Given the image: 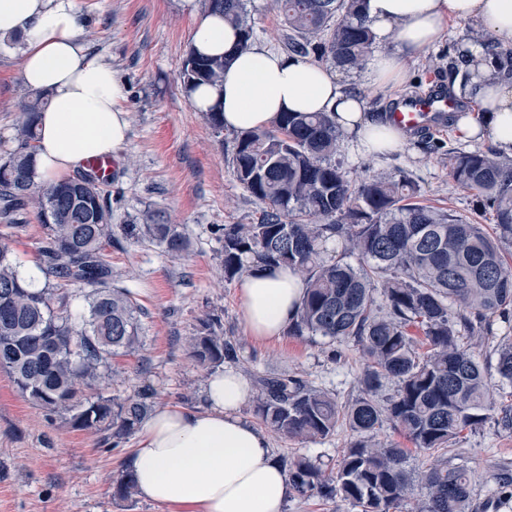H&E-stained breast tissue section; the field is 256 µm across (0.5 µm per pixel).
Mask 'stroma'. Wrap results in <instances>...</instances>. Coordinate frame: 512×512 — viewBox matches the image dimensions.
<instances>
[{"instance_id":"35a3bbf8","label":"stroma","mask_w":512,"mask_h":512,"mask_svg":"<svg viewBox=\"0 0 512 512\" xmlns=\"http://www.w3.org/2000/svg\"><path fill=\"white\" fill-rule=\"evenodd\" d=\"M77 3L84 39L126 86L122 106L129 121L128 138L113 154L116 167L108 189L116 230L105 255L115 285L129 289L142 309L144 344L133 354L113 358L109 392L126 396L148 385L157 392V408L201 407L208 373L189 357L186 341L199 319L215 315L237 351L230 366L244 377L285 372L329 390L339 404L351 402L361 392L364 367L353 342L332 346L318 336L288 335L258 342L242 323L236 282L224 279L216 226L257 223L263 206L241 187L228 164L232 132L215 133L178 78L194 16L182 10L180 0ZM247 9L255 42L281 50L287 29L273 0H247ZM469 26L466 20H449L441 40L415 61L403 84L385 90L362 87L369 110H389L393 99L447 82L448 49ZM21 68L18 51L0 48V153L15 148L13 125L29 95ZM491 146L488 139H459L450 125L423 129L382 158L352 154L344 142L336 159L356 182L404 172L426 204L488 224L490 212L456 185L441 157L451 148ZM148 207L165 211L171 223L183 227L190 247L181 257L126 238L123 225L135 223ZM505 336H512V319L496 320L493 335L477 347L497 407L512 403V383L495 372L494 349ZM351 440L345 427L317 440L269 436L276 456L305 455L327 468L335 467ZM136 442L131 435L118 446H107L99 434L52 425L0 370V512H164L139 497L130 502L112 498V481L126 469ZM438 458L467 469L477 512H512V495L504 491L505 483H512V434L498 429L494 419L436 453H412L408 465L422 471Z\"/></svg>"}]
</instances>
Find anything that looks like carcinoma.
<instances>
[{
    "label": "carcinoma",
    "instance_id": "obj_1",
    "mask_svg": "<svg viewBox=\"0 0 512 512\" xmlns=\"http://www.w3.org/2000/svg\"><path fill=\"white\" fill-rule=\"evenodd\" d=\"M236 28L239 46L252 45L245 0H201ZM366 0H274L289 31L288 52L329 67L358 69L375 37ZM224 56L186 52L179 78L185 89L224 82ZM47 104L35 94L19 108L17 146L0 156V218L16 233L27 215L43 229L38 266L41 289L19 276L20 258L0 243V369L32 405L73 430L103 434L118 445L152 411L157 392L143 386L114 397L104 392L112 357L142 344L141 309L126 288L112 286V207L102 182L88 174L59 182L36 180L38 114ZM341 132L327 112H284L273 125L238 134L230 159L240 185L264 204L255 224H226L222 269L231 282L260 266H284L304 283L288 326L290 336L352 341L365 360L362 394L340 405L330 391L286 373L254 377L255 415L291 439L316 440L347 427L351 445L328 472L303 455L282 456L301 500L345 502L359 512H397L415 500L414 512H472L471 480L462 466L436 461L417 474L408 449L380 438L386 424L414 448H446L487 418L488 379L472 338L492 334L494 318L512 314V158L493 150L450 149L448 174L493 212L492 227L416 201L418 185L399 174L372 175L354 184L336 155ZM138 242L155 244L172 258L189 246L164 212L148 209L141 223L123 227ZM341 253L326 259L327 245ZM355 254L363 265L346 261ZM424 337L416 348L411 329ZM190 357L215 370L235 357L214 316L199 320L187 340ZM496 371L512 382V338L497 344ZM389 379L396 392L379 403ZM134 475L123 470L112 497L131 501Z\"/></svg>",
    "mask_w": 512,
    "mask_h": 512
}]
</instances>
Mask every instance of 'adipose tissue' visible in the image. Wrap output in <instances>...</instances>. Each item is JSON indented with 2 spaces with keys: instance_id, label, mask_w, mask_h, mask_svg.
<instances>
[{
  "instance_id": "obj_1",
  "label": "adipose tissue",
  "mask_w": 512,
  "mask_h": 512,
  "mask_svg": "<svg viewBox=\"0 0 512 512\" xmlns=\"http://www.w3.org/2000/svg\"><path fill=\"white\" fill-rule=\"evenodd\" d=\"M367 15L382 52L353 81L337 69L263 44L236 50L237 34L218 14L199 16L191 45L204 55H227L220 85H202L189 96L197 110L224 114L226 130L270 127L283 112H327L351 139L355 154L384 156L401 148L404 131L391 118L368 111L358 89H383L406 81L417 57L439 41L449 20L480 21L497 37L512 36V0H368ZM21 34V78L49 96L40 113L35 148L39 179L69 178L87 159L112 154L129 133L122 107L125 86L111 64L81 37L77 0H0V39ZM472 44L468 82L452 92L482 120L457 124L460 138L485 134L512 152V81ZM304 291L289 270L260 268L238 284L242 322L257 339H281ZM195 409L166 407L141 424L129 459L139 496L169 512H282L291 495L288 477L265 433L240 414L250 386L239 373L215 371Z\"/></svg>"
}]
</instances>
